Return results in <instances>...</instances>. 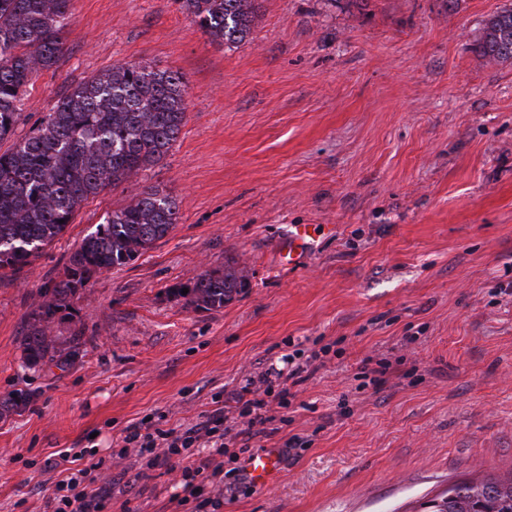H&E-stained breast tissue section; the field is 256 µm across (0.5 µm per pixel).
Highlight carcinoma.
Returning <instances> with one entry per match:
<instances>
[{"label":"carcinoma","mask_w":512,"mask_h":512,"mask_svg":"<svg viewBox=\"0 0 512 512\" xmlns=\"http://www.w3.org/2000/svg\"><path fill=\"white\" fill-rule=\"evenodd\" d=\"M71 0H0V141L11 135L35 75L64 52ZM210 41L247 39L258 0H180ZM490 63L512 59V7L492 15L478 39ZM187 85L181 74L120 65L75 86L21 141L0 154V269L20 272L60 237L77 208L109 187L161 163L185 121ZM178 223L176 200L143 188L115 209L69 256L49 296L33 309L21 348L36 365L69 363L80 349L75 331L59 336L70 299L94 275L126 265ZM247 288L230 266L198 277L186 304L219 310ZM432 512H512V474L460 481L429 503Z\"/></svg>","instance_id":"obj_1"}]
</instances>
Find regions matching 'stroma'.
Instances as JSON below:
<instances>
[{
  "label": "stroma",
  "mask_w": 512,
  "mask_h": 512,
  "mask_svg": "<svg viewBox=\"0 0 512 512\" xmlns=\"http://www.w3.org/2000/svg\"><path fill=\"white\" fill-rule=\"evenodd\" d=\"M511 3L261 0L249 39L220 46L179 0H71L64 56L35 76L13 139L124 64L182 73L186 118L160 164L0 274V398L28 397L0 413V512H47L61 450L113 468L128 427L234 411L250 377L296 353L305 381L249 442L281 454L269 489L188 486L142 459L104 512H192V493L217 512H424L457 481L512 472V62L474 49ZM147 186L176 198L174 229L71 299L75 362L26 366L29 312ZM299 224L317 246L289 268L279 246ZM227 264L248 286L224 308L174 295Z\"/></svg>",
  "instance_id": "obj_1"
}]
</instances>
